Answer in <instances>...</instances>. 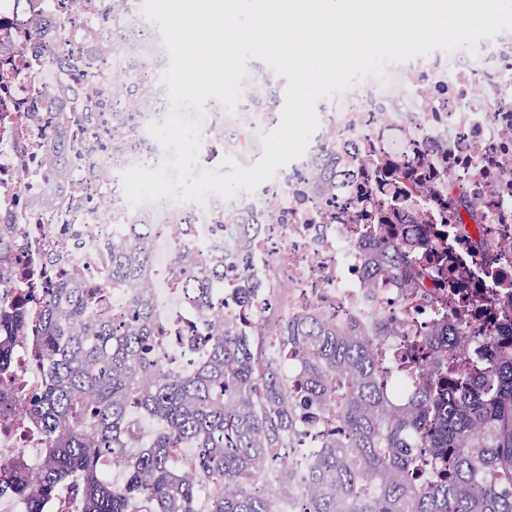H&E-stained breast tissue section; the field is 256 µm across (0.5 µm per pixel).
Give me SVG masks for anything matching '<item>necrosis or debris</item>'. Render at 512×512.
Wrapping results in <instances>:
<instances>
[{
    "label": "necrosis or debris",
    "mask_w": 512,
    "mask_h": 512,
    "mask_svg": "<svg viewBox=\"0 0 512 512\" xmlns=\"http://www.w3.org/2000/svg\"><path fill=\"white\" fill-rule=\"evenodd\" d=\"M60 4L0 0V235L33 271L10 282L31 316L62 270L71 287L103 289L101 320L149 312L169 335L154 352L158 368L191 373L204 351L187 329H206L216 313L226 331L263 338L260 362H272L287 385L308 357L274 355L279 327H361L374 336L387 402L402 409L429 384L427 372L404 362L405 336L454 318L391 276L367 284L386 243L410 241L417 256L443 245L461 288L481 295L492 283L502 301L512 300V241L488 260L473 243L475 225L512 227V34L464 59L437 50L388 66L386 85L361 81L320 109L304 154L254 192L135 207L121 174L166 157L148 127L170 109L156 77L169 55L161 36L139 23L142 0ZM248 69L235 113L218 103L204 111L202 169L227 157L252 166L262 134L278 122L284 77L258 62ZM461 194L472 213L460 209ZM349 197L366 220L351 217ZM200 271L217 274L207 309L177 285ZM390 314L396 334L377 335ZM9 342L20 392L33 390L44 379L35 343ZM336 423L328 406L289 436L261 484L275 512H313L319 456ZM0 447L30 470L44 460L45 442L32 432L1 433Z\"/></svg>",
    "instance_id": "necrosis-or-debris-1"
}]
</instances>
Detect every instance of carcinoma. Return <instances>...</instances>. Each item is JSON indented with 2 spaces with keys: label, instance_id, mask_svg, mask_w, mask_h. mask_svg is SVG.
<instances>
[{
  "label": "carcinoma",
  "instance_id": "1",
  "mask_svg": "<svg viewBox=\"0 0 512 512\" xmlns=\"http://www.w3.org/2000/svg\"><path fill=\"white\" fill-rule=\"evenodd\" d=\"M378 269L408 288H426L431 279L399 243L385 246ZM186 287L208 304L207 279L193 276ZM104 302L94 288H59L48 298L38 320L45 379L20 408L15 354L0 344V415L21 409L17 431L33 428L46 442L37 482L18 463L0 466V498L20 500L24 512H45L65 488L77 512H195L202 485L210 483L219 490L209 512H274L260 485L300 421L276 368L259 365L255 340L218 325L203 338L207 359L193 374L166 373L152 360L156 331L149 313L114 324L95 317ZM497 302L490 285L456 304ZM77 323L84 325L81 339L74 337ZM28 326L19 306H0V331L23 335ZM434 335L443 337L441 353L415 362L435 378V390L396 410L379 386L367 333L354 328L340 338L306 321L283 329L282 353L296 340L309 351L294 394L336 404L348 429L340 449L319 460L314 512H337L345 489L356 494L354 512H512V341L491 329H462L460 341L478 336L487 350L484 363L467 368L450 332L439 328ZM133 405L166 423L147 443L133 423ZM188 442L199 448L191 481L171 466L174 450ZM129 448L139 452L130 455ZM109 456L123 463L121 484L102 478ZM423 468L432 473L426 483L415 479ZM366 474L377 491L363 496L356 490Z\"/></svg>",
  "mask_w": 512,
  "mask_h": 512
}]
</instances>
